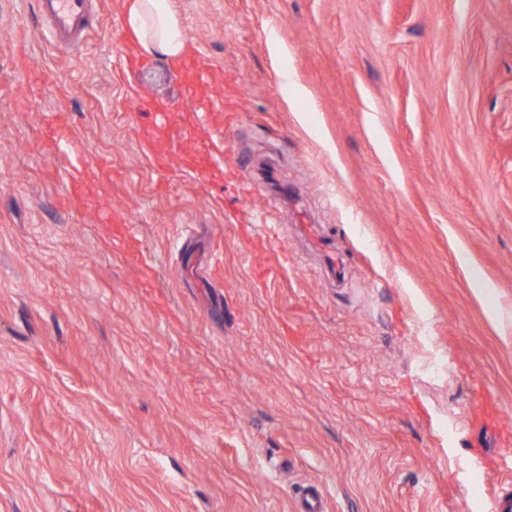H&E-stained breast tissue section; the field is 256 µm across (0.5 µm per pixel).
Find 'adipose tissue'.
Masks as SVG:
<instances>
[{
    "label": "adipose tissue",
    "mask_w": 512,
    "mask_h": 512,
    "mask_svg": "<svg viewBox=\"0 0 512 512\" xmlns=\"http://www.w3.org/2000/svg\"><path fill=\"white\" fill-rule=\"evenodd\" d=\"M126 27L145 54L177 58L187 48L182 22L170 0H125Z\"/></svg>",
    "instance_id": "obj_1"
}]
</instances>
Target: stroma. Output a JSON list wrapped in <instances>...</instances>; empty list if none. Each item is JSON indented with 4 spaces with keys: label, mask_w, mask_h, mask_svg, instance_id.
Returning <instances> with one entry per match:
<instances>
[{
    "label": "stroma",
    "mask_w": 512,
    "mask_h": 512,
    "mask_svg": "<svg viewBox=\"0 0 512 512\" xmlns=\"http://www.w3.org/2000/svg\"><path fill=\"white\" fill-rule=\"evenodd\" d=\"M172 3L231 117L210 182L159 167V117L131 112L123 0L77 52L0 0V512H293L309 482L326 512H490L512 491V0ZM17 40L53 75L36 112ZM147 61L137 85L194 125L183 75ZM61 103L77 209L42 116ZM268 168L287 199L243 196ZM67 110L64 107H59L53 111L52 113H47L45 116L47 117L46 121L55 125L58 131L59 139L64 144L70 147L71 152L76 158L75 162L68 167L60 168L58 170V177L62 183H65L68 189V202L70 204H81L87 196L85 186L83 182L79 179V177L74 173L76 163L83 158L85 151L78 150L75 148L73 142L71 141L67 129L64 128L63 121L59 118L57 113L54 112H66Z\"/></svg>",
    "instance_id": "1"
}]
</instances>
